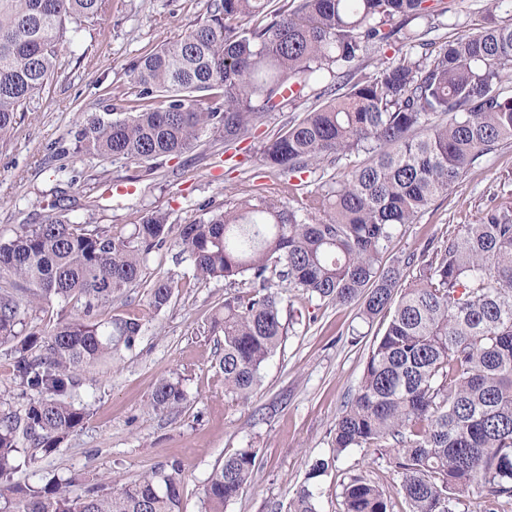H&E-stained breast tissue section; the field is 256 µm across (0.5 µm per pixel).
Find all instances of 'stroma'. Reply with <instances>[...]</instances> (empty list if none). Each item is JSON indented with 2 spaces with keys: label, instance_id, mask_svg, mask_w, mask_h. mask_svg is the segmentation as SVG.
Masks as SVG:
<instances>
[{
  "label": "stroma",
  "instance_id": "obj_1",
  "mask_svg": "<svg viewBox=\"0 0 512 512\" xmlns=\"http://www.w3.org/2000/svg\"><path fill=\"white\" fill-rule=\"evenodd\" d=\"M485 0H443L448 11L437 32L441 41L481 27ZM209 0H112L100 23L83 26L59 55L54 77L19 113L9 138L0 141V235L39 224L61 201L77 223L101 224L128 236L146 213L166 214L165 245L149 258L140 286L114 300L115 316L139 312L160 276L178 281L171 303L144 322L135 346L84 368L76 400L89 416L56 454L22 469L16 483H39L44 472L75 475L92 484L112 477L129 481L160 465L182 466V512H202L212 470L242 448L256 453L253 477L225 512H288L292 497L316 460L329 468L314 481L318 512H342L344 482L361 474L380 483L394 512H405L400 478L372 448L336 452L333 429L355 392L381 321L367 324L356 307L308 301L301 291H280L282 307L301 311L282 344L264 364L247 401L225 396L214 363L219 351L208 332L211 314L227 293L223 279L195 281L178 243L180 224L201 216L204 205H229L257 194L288 196V181L260 161L263 143L311 98L281 104L231 145L222 134L202 135L179 157L154 161L152 174L124 159L101 160L76 152L75 122L100 112L114 97L135 96L130 66L163 41L177 38L205 19ZM64 176H54L57 167ZM512 193V144L501 146L472 168L459 187L439 197L416 223L400 227L387 263L419 252L452 224L475 222L496 196ZM181 376L187 399L159 413L150 406L155 381Z\"/></svg>",
  "mask_w": 512,
  "mask_h": 512
}]
</instances>
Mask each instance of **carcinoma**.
I'll list each match as a JSON object with an SVG mask.
<instances>
[{"mask_svg":"<svg viewBox=\"0 0 512 512\" xmlns=\"http://www.w3.org/2000/svg\"><path fill=\"white\" fill-rule=\"evenodd\" d=\"M210 0L206 18L132 64L134 99L82 112L76 149L143 163L191 150L208 130L231 143L265 113L314 93L263 147L260 161L292 178L336 166L325 194L293 204L258 195L180 225L194 278H222L249 291L224 298L210 318L223 337L215 366L224 394L246 400L286 336L279 288L358 306L365 322L386 320L358 388L336 421V452L383 448L400 477L408 512H505L512 502V198L428 240L420 254L386 265L398 227L412 224L482 158L512 142V21L487 0V26L437 44L429 0ZM111 0H0V140L47 85L81 24L99 22ZM256 17L250 28L239 20ZM420 19L427 30L407 31ZM394 56L376 60L385 46ZM373 71L366 72L368 63ZM320 87L314 92V87ZM367 164L348 169V157ZM329 210L323 221L316 213ZM169 234L151 212L127 237L60 213L0 238V346L14 352L12 380L35 393L20 410H0V512H181V466L129 482L92 486L46 476L12 477L56 453L87 420L72 391L84 367L134 347L143 322L168 306L177 285L158 279L140 314L112 316V299L140 285L150 255ZM84 301L83 315L22 333L25 309L53 299ZM186 399L182 379L162 376L150 405ZM256 454L242 448L215 468L204 512H224L248 483ZM289 512H317L310 480ZM344 512H391L382 486L363 475L343 485Z\"/></svg>","mask_w":512,"mask_h":512,"instance_id":"1","label":"carcinoma"}]
</instances>
